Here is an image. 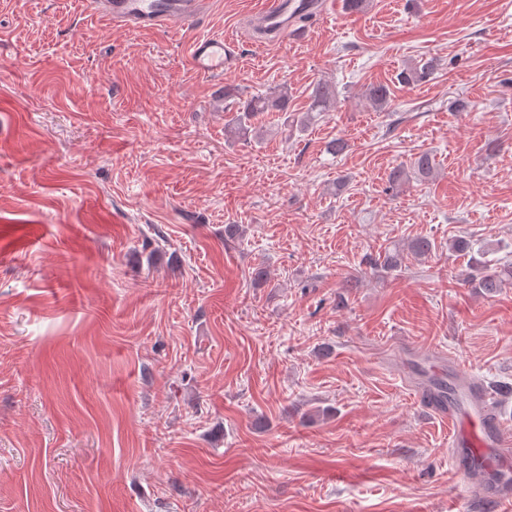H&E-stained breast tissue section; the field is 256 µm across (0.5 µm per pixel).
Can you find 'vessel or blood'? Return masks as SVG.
Here are the masks:
<instances>
[{
	"instance_id": "obj_1",
	"label": "vessel or blood",
	"mask_w": 512,
	"mask_h": 512,
	"mask_svg": "<svg viewBox=\"0 0 512 512\" xmlns=\"http://www.w3.org/2000/svg\"><path fill=\"white\" fill-rule=\"evenodd\" d=\"M94 11L113 25L139 32L170 24L194 25L203 13V0H88ZM331 0H267L257 30L269 41L285 40L292 33L288 21L298 10L325 16ZM189 62L198 78L213 80L237 63L233 40L221 34L202 36L189 48ZM455 397L431 406L448 424V446L459 471L475 481V493L500 512H512V429L502 425L494 393L479 380L460 375Z\"/></svg>"
}]
</instances>
